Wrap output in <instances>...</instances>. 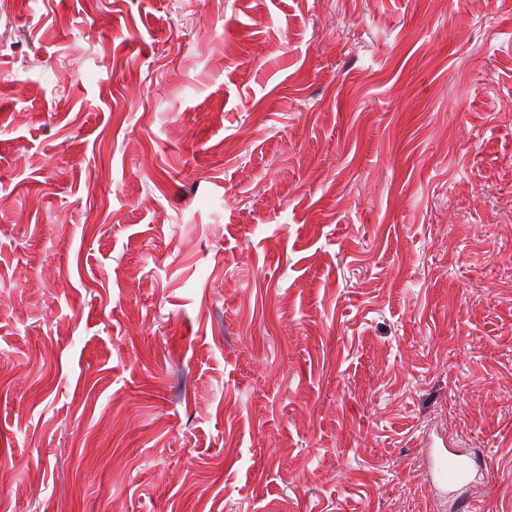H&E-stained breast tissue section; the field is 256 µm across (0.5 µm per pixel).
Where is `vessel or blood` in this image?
Masks as SVG:
<instances>
[{"label": "vessel or blood", "instance_id": "vessel-or-blood-1", "mask_svg": "<svg viewBox=\"0 0 512 512\" xmlns=\"http://www.w3.org/2000/svg\"><path fill=\"white\" fill-rule=\"evenodd\" d=\"M427 449V475L432 494L454 499L457 512H476L472 499L462 496L463 488L478 479L477 462L446 444L436 442L433 437H424Z\"/></svg>", "mask_w": 512, "mask_h": 512}]
</instances>
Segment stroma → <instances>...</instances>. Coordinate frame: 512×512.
Returning a JSON list of instances; mask_svg holds the SVG:
<instances>
[{
  "mask_svg": "<svg viewBox=\"0 0 512 512\" xmlns=\"http://www.w3.org/2000/svg\"><path fill=\"white\" fill-rule=\"evenodd\" d=\"M512 0L0 11V512H512ZM422 443L428 448L426 460L431 494L454 499L457 512H476L473 500L461 496L459 491L470 487L483 475L477 461L454 448H447L444 442H436L430 435L424 437Z\"/></svg>",
  "mask_w": 512,
  "mask_h": 512,
  "instance_id": "1",
  "label": "stroma"
}]
</instances>
